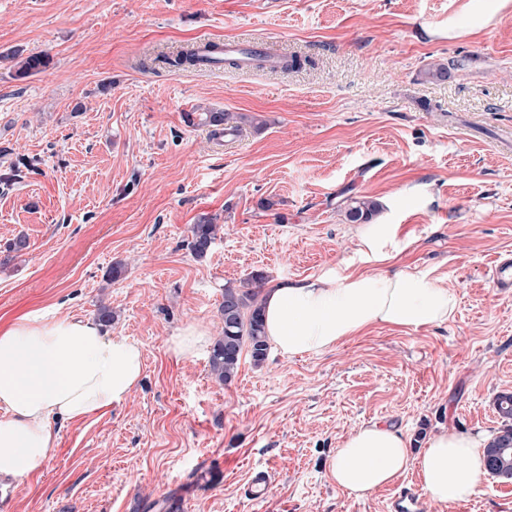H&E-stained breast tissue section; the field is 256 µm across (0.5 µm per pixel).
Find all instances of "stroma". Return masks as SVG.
<instances>
[{"instance_id":"obj_1","label":"stroma","mask_w":512,"mask_h":512,"mask_svg":"<svg viewBox=\"0 0 512 512\" xmlns=\"http://www.w3.org/2000/svg\"><path fill=\"white\" fill-rule=\"evenodd\" d=\"M274 44L300 68L169 66L207 41ZM47 55L39 73L17 62ZM437 63L445 80L429 78ZM247 115L215 139L191 112ZM265 120L254 128L250 117ZM399 227L385 267L454 290L446 324L377 325L320 355H242L228 384L184 325L222 334L225 284L333 268L372 271L340 193ZM222 230L194 257L193 224ZM28 247L9 253L16 237ZM512 0H0V320L96 315L144 351L122 405L59 428L9 512H390L415 472L363 499L329 463L361 426L420 449L441 428L494 433L512 394ZM124 271L110 279L114 264ZM265 496L247 498L252 469ZM425 512H512V482L482 477ZM210 334L205 327L188 325L169 339V348L180 356H194L209 345Z\"/></svg>"}]
</instances>
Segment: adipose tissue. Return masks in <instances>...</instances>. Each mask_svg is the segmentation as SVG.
Instances as JSON below:
<instances>
[{
  "label": "adipose tissue",
  "instance_id": "ef3b65f1",
  "mask_svg": "<svg viewBox=\"0 0 512 512\" xmlns=\"http://www.w3.org/2000/svg\"><path fill=\"white\" fill-rule=\"evenodd\" d=\"M394 224H363L359 251L379 263L396 244ZM265 334L285 356L321 354L364 329H406L449 322L456 294L428 275L398 270L372 274L333 269L261 291ZM139 343L115 336L92 317L28 312L0 327V480L38 474L58 445L57 422L80 421L123 404L139 383ZM485 438L443 428L411 454L394 426L370 423L349 435L329 473L358 498L416 470L429 502L471 499L484 473Z\"/></svg>",
  "mask_w": 512,
  "mask_h": 512
}]
</instances>
